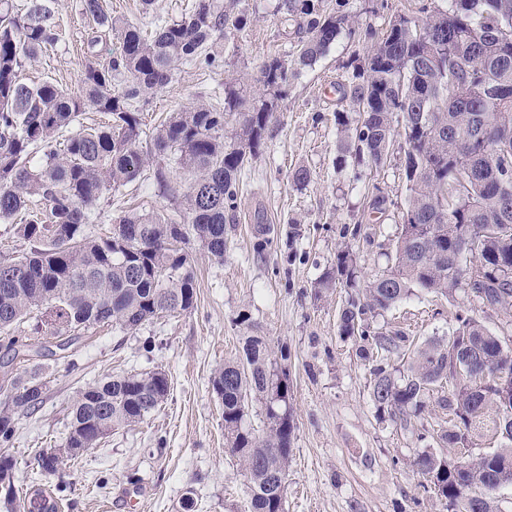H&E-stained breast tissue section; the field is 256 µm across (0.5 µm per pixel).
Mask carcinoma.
<instances>
[{
	"mask_svg": "<svg viewBox=\"0 0 512 512\" xmlns=\"http://www.w3.org/2000/svg\"><path fill=\"white\" fill-rule=\"evenodd\" d=\"M53 0H27L19 8L0 0V221L15 224L30 249L14 269L0 262V335L11 360L26 357L10 330L25 318L58 339L108 324L132 330L165 314L194 308L195 278L180 245L196 243L224 259V230L236 209L238 173L256 155L276 102L298 67L314 63L344 31L371 42L370 50L337 84L351 113H336L341 162L384 167L394 143L404 152L406 201L401 231L387 266L367 277L351 247L314 284L319 298L337 285L351 290L338 332L357 346L371 368L370 398L379 419L405 427L429 414L430 402L448 415L436 434L443 448H465L490 433L500 448L458 463L444 452L421 451L414 466L454 512H499L495 488L512 485V346L470 315L456 316L447 341L427 340L406 349L405 332L374 331L366 320L418 291L448 299L468 291L483 306L512 309V0H448V8L422 7L421 25L405 15L378 34L371 24L325 9L322 0H282L302 36L292 63L267 61L259 81L269 98L247 103L236 86L224 102L170 113L151 135L154 150L192 174L187 190L172 185L164 168L157 184L178 203L179 218L128 212L105 236L90 225L101 219L104 191L134 180L149 164L139 148L140 102L169 84L178 64L222 61L225 30H241L246 17L230 18L221 0H194L177 20L159 19L145 34L101 0H82V11L120 40L105 61H89L80 89L50 81L29 85L25 67L58 41ZM120 83L115 88L114 83ZM92 107L109 115L97 128L69 132ZM234 121L229 135L225 127ZM64 138V148L53 143ZM468 238L470 256L460 255ZM243 355L215 370L210 383L223 405L224 439L245 471L251 512H285V486L294 432L288 409V370L262 336L245 338ZM494 365L508 386H488L467 367ZM448 393L434 396L437 388ZM45 384L0 378L12 414H0V445L16 433L15 415L43 404ZM162 370L110 377L77 391L64 444L40 466L54 476L76 462L77 448L144 422L167 399ZM511 406H506L504 400ZM264 406L262 431L246 423L249 403ZM16 462L0 454V488L22 512H58L59 496L33 485L16 497Z\"/></svg>",
	"mask_w": 512,
	"mask_h": 512,
	"instance_id": "carcinoma-1",
	"label": "carcinoma"
}]
</instances>
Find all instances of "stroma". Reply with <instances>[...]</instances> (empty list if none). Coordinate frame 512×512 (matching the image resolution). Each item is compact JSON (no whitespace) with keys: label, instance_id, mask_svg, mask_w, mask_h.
Instances as JSON below:
<instances>
[{"label":"stroma","instance_id":"1","mask_svg":"<svg viewBox=\"0 0 512 512\" xmlns=\"http://www.w3.org/2000/svg\"><path fill=\"white\" fill-rule=\"evenodd\" d=\"M190 0H102L104 10L141 28L180 16ZM231 15L247 19L228 30L221 66L181 64L172 82L143 107L146 127L167 112L209 102L235 82L248 99H266L259 71L268 59H292L296 21L279 0H222ZM345 10L384 31L396 15L422 20L421 0H344ZM61 38L39 62L26 66L27 82L49 80L77 90L91 57L118 51L113 37L88 48L89 21L81 0H55ZM364 43L341 34L311 66L299 69L279 102L259 152L240 176L237 208L224 235L223 259L198 245L189 254L197 303L189 312L163 316L130 331L94 327L76 332L67 349L54 343L13 366L26 377L38 369L45 384L42 408L16 417V434L5 451L17 461L15 486H60V512H250V490L239 462L224 444L223 408L209 383L214 370L241 356L243 339L265 337L287 354L294 419L286 512H448L427 487L413 459L422 450L418 428L379 422L370 399V364L338 334L347 296L339 287L314 297L315 280L351 244L357 264L370 275L385 267L401 222L406 190L403 152L380 171L355 175L337 161L335 113L344 109L333 89ZM310 172L307 184L291 173ZM384 209L370 213L374 194ZM100 205L111 216L125 211L172 212L159 191L153 167L136 181L106 190ZM271 225L274 239L264 253L253 248V226ZM360 237H352L353 228ZM474 316L512 344V312L487 309L458 293L455 302L418 292L374 316V326H400L416 341L447 339L456 311ZM163 370L167 400L144 423L113 431L61 477L42 478L34 455L62 444L70 429L76 391L115 375Z\"/></svg>","mask_w":512,"mask_h":512}]
</instances>
